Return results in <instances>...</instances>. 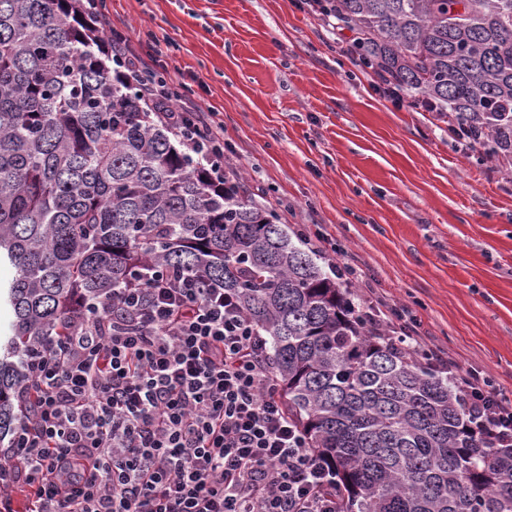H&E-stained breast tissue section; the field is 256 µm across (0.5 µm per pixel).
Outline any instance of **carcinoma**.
Segmentation results:
<instances>
[{
  "mask_svg": "<svg viewBox=\"0 0 512 512\" xmlns=\"http://www.w3.org/2000/svg\"><path fill=\"white\" fill-rule=\"evenodd\" d=\"M352 55L414 108L512 157V0H333ZM0 440L31 355L135 267L219 280L267 337L288 414L334 463L336 512H512V447L469 427L456 383L370 336L355 294L288 225L213 184L118 79L80 0H0Z\"/></svg>",
  "mask_w": 512,
  "mask_h": 512,
  "instance_id": "carcinoma-1",
  "label": "carcinoma"
}]
</instances>
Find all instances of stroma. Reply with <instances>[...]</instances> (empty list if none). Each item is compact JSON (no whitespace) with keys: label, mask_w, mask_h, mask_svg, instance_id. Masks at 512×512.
Returning <instances> with one entry per match:
<instances>
[{"label":"stroma","mask_w":512,"mask_h":512,"mask_svg":"<svg viewBox=\"0 0 512 512\" xmlns=\"http://www.w3.org/2000/svg\"><path fill=\"white\" fill-rule=\"evenodd\" d=\"M98 20L173 104L223 121L253 198L512 398V160L455 140L449 113L384 99L350 31L301 0H103Z\"/></svg>","instance_id":"stroma-1"}]
</instances>
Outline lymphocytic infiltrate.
I'll use <instances>...</instances> for the list:
<instances>
[{"instance_id":"f902f5d3","label":"lymphocytic infiltrate","mask_w":512,"mask_h":512,"mask_svg":"<svg viewBox=\"0 0 512 512\" xmlns=\"http://www.w3.org/2000/svg\"><path fill=\"white\" fill-rule=\"evenodd\" d=\"M111 38L118 72L223 179V124L172 107L126 38ZM366 327L456 375L407 330L405 309ZM27 370L20 424L0 449V512H336L335 469L289 416L266 339L222 284L142 271ZM460 398L487 445L512 446L511 400L476 372Z\"/></svg>"}]
</instances>
